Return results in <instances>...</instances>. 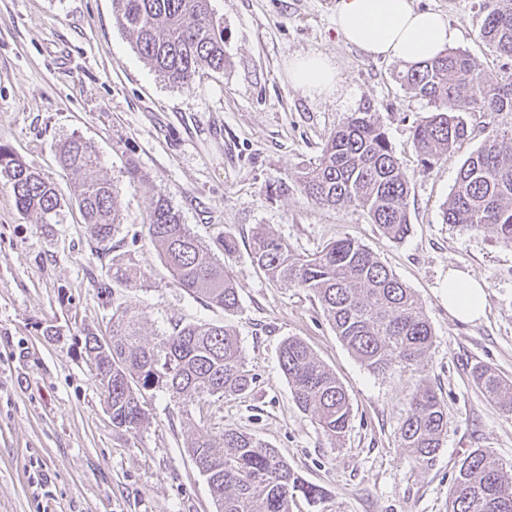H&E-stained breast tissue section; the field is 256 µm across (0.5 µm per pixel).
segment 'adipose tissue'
I'll use <instances>...</instances> for the list:
<instances>
[{
    "label": "adipose tissue",
    "mask_w": 512,
    "mask_h": 512,
    "mask_svg": "<svg viewBox=\"0 0 512 512\" xmlns=\"http://www.w3.org/2000/svg\"><path fill=\"white\" fill-rule=\"evenodd\" d=\"M336 27L350 44L375 58L412 65L443 53L453 34L443 15L414 8L413 0H336ZM293 85L310 96L332 94L338 74L328 56L308 55L289 64ZM485 309L482 285L465 275H448V310L465 321L480 319Z\"/></svg>",
    "instance_id": "1"
}]
</instances>
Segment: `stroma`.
Returning a JSON list of instances; mask_svg holds the SVG:
<instances>
[{
  "label": "stroma",
  "mask_w": 512,
  "mask_h": 512,
  "mask_svg": "<svg viewBox=\"0 0 512 512\" xmlns=\"http://www.w3.org/2000/svg\"><path fill=\"white\" fill-rule=\"evenodd\" d=\"M336 0H212L224 21L227 63L190 85L163 81L113 15L112 0H0V145L32 163L73 197L76 176L58 155L71 136L99 155L97 177L120 188L114 253L140 271L135 288L99 294L111 257L98 251L78 209L61 224L20 213L0 178V512H216L208 485L186 452L194 430L256 434L293 469L329 494V512H447L448 490L473 449L495 453L512 474V413L471 382L484 365L512 378V247L489 233L445 223L443 211L463 162L487 126L512 113L467 114L471 134L428 163L413 147L415 127L434 107L397 80L401 62L367 56L336 28ZM441 13L453 47L499 82L512 60L479 35L496 0H414ZM323 53L339 85L310 97L292 84L289 62ZM375 112L409 177V235L395 241L355 206L327 208L306 197L298 173L354 112ZM136 164L143 178L129 184ZM165 196L199 240L219 251L238 283L240 306L225 313L173 283L144 235L146 208ZM266 230L301 255L349 237L372 251L419 297L434 332L420 361L377 375L338 339L319 303L255 269L253 233ZM485 290L474 322L448 311V271ZM141 313L154 342L175 323L228 325L255 377L246 395L195 403L180 412L169 394L147 396L139 431L113 426L83 348L107 335L112 311ZM297 336L348 393L353 420L338 442L295 404L278 353ZM433 389L448 415L441 448L425 462L398 442L412 395Z\"/></svg>",
  "instance_id": "stroma-1"
}]
</instances>
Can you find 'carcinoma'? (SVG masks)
I'll return each instance as SVG.
<instances>
[{"label":"carcinoma","mask_w":512,"mask_h":512,"mask_svg":"<svg viewBox=\"0 0 512 512\" xmlns=\"http://www.w3.org/2000/svg\"><path fill=\"white\" fill-rule=\"evenodd\" d=\"M113 7L138 53L169 84L182 87L203 70L224 69V26L211 0H113ZM480 36L497 54L512 60V0H500L486 15ZM399 80L434 106L433 115L413 134L415 149L429 162L448 155L470 136L460 113L512 112V72L492 83L480 64L458 49L448 48L409 66ZM60 160L77 175L98 165L96 151L80 137L63 145ZM0 176L19 212L35 213L43 224L62 223L61 190L3 146ZM299 181L306 196L319 205L366 210L393 240L405 239L410 231L409 179L373 112H354L332 131ZM119 194V188L105 179L85 178L77 186L76 205L104 254L112 252L120 224ZM148 217L147 240L175 285L226 313L237 311L234 277L183 222L180 212L157 196L148 203ZM443 218L467 230L489 232L512 246V128L492 130L465 160ZM249 257L269 279L312 294L336 336L374 373L418 362L434 342L414 291L348 237L301 255L275 234L260 231L253 236ZM138 280L137 269L115 255L101 291L110 295L114 288L135 287ZM141 323V313L117 307L106 346L99 345L94 333L84 336V349L95 353L96 377L114 425L135 431L148 421L149 392H166L187 406L241 396L251 388L253 376L240 341L226 326L177 325L150 344L143 341ZM278 359L297 407L311 415L330 440L342 437L353 410L336 374L297 337L283 341ZM472 379L489 402L512 412V379L486 366L474 367ZM447 426L442 401L425 387L411 398L399 445L417 459L428 460L441 448ZM186 451L206 479L216 512H292L298 496L316 512H324L325 490L305 480L275 448L253 434L235 429L215 434L200 426ZM448 512H512V477H506L492 452L478 448L464 458L449 489Z\"/></svg>","instance_id":"cac0c4a2"}]
</instances>
